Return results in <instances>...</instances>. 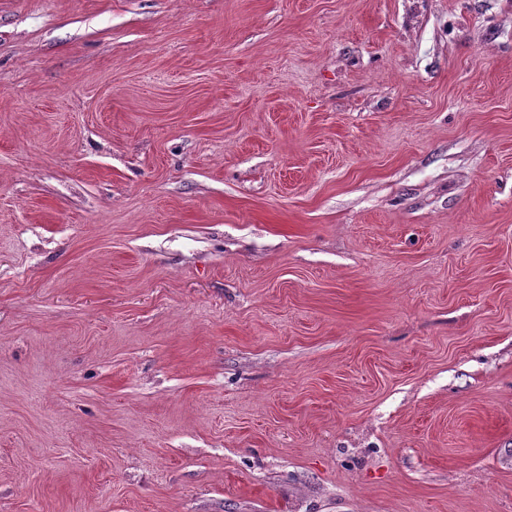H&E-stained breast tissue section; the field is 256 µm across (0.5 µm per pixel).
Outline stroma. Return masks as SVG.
<instances>
[{"label": "stroma", "instance_id": "35a3bbf8", "mask_svg": "<svg viewBox=\"0 0 512 512\" xmlns=\"http://www.w3.org/2000/svg\"><path fill=\"white\" fill-rule=\"evenodd\" d=\"M0 512H512V0H0Z\"/></svg>", "mask_w": 512, "mask_h": 512}]
</instances>
